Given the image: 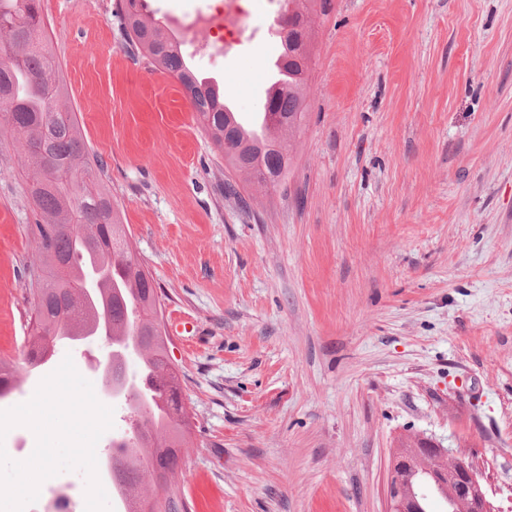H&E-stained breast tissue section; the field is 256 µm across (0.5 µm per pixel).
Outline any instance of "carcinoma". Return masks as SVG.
<instances>
[{
	"label": "carcinoma",
	"instance_id": "obj_1",
	"mask_svg": "<svg viewBox=\"0 0 512 512\" xmlns=\"http://www.w3.org/2000/svg\"><path fill=\"white\" fill-rule=\"evenodd\" d=\"M41 2L0 0V120L18 136L19 163L31 172L29 190L36 211L28 231L39 259L33 272L43 273L29 283L35 328L24 343L22 361L27 373L34 372L32 348L52 352L62 340L63 328H85L104 313L110 318L114 344L141 337L139 383L149 374L155 384L145 388L147 409L130 417L138 444L113 447L130 458V467L118 471V495L143 501L145 496L139 492L143 475L177 465L175 450L185 447L189 420L182 405L173 400L168 408H159L160 387L170 385L175 392L180 384L165 339L152 334V317L160 306L157 290L149 276L133 271L138 259L125 225L119 223L110 196L90 178L93 167L101 163L82 138L76 113L67 105L64 87L56 78L59 63L44 34ZM324 3L288 0L292 33L298 41L282 46L280 56L288 78L266 96L277 121L267 123L259 134L242 126L236 113L226 111L220 88L193 69L164 22L147 13L145 0H119V10L129 42L191 91L192 107L229 168L249 180L275 186L288 171L294 136L307 109L308 84L296 55L307 51L312 41L311 15ZM33 141L40 143L43 155L29 151ZM69 224L81 225V234L68 232ZM93 269L105 270L109 276L99 282L95 302L88 303L78 286ZM8 381L19 383L16 366L0 360V400L12 395L4 390ZM442 464L428 457L401 475L403 493L416 512H429L432 496L445 503L444 512H456L448 491L429 483L432 468Z\"/></svg>",
	"mask_w": 512,
	"mask_h": 512
}]
</instances>
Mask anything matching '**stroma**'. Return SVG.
<instances>
[{
    "label": "stroma",
    "mask_w": 512,
    "mask_h": 512,
    "mask_svg": "<svg viewBox=\"0 0 512 512\" xmlns=\"http://www.w3.org/2000/svg\"><path fill=\"white\" fill-rule=\"evenodd\" d=\"M84 139L153 279L192 417L171 478L191 512H386L401 438L475 456L512 512V0H330L285 181L243 180L117 0H42ZM262 39L194 59L247 117ZM0 136V360L19 362L34 220ZM96 381V344L57 348Z\"/></svg>",
    "instance_id": "stroma-1"
}]
</instances>
